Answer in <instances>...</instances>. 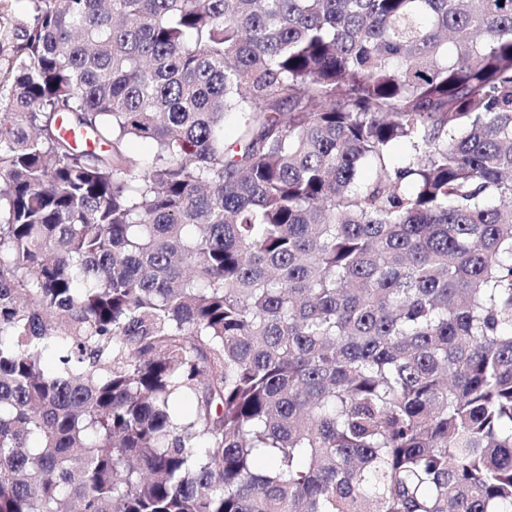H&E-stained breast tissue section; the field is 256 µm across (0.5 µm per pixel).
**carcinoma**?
Wrapping results in <instances>:
<instances>
[{"label":"carcinoma","mask_w":512,"mask_h":512,"mask_svg":"<svg viewBox=\"0 0 512 512\" xmlns=\"http://www.w3.org/2000/svg\"><path fill=\"white\" fill-rule=\"evenodd\" d=\"M28 2L0 512H512V0Z\"/></svg>","instance_id":"carcinoma-1"}]
</instances>
